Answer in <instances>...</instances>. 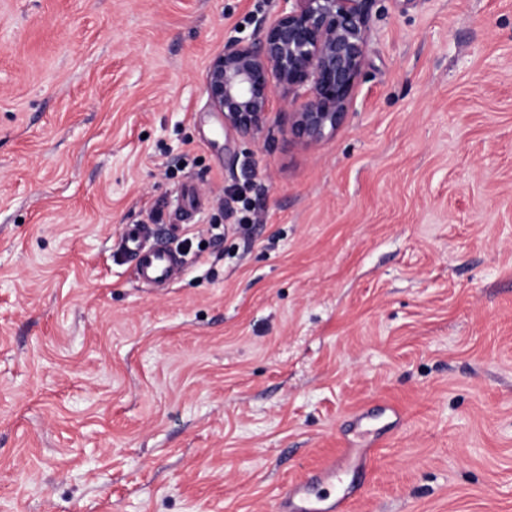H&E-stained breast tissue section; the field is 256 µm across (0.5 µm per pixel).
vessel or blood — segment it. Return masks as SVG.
<instances>
[{"mask_svg":"<svg viewBox=\"0 0 512 512\" xmlns=\"http://www.w3.org/2000/svg\"><path fill=\"white\" fill-rule=\"evenodd\" d=\"M147 237L145 225H125L122 233L123 251L133 258L142 284L169 287L180 276L184 261L171 247L149 245Z\"/></svg>","mask_w":512,"mask_h":512,"instance_id":"b4317fda","label":"vessel or blood"}]
</instances>
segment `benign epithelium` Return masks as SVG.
Returning a JSON list of instances; mask_svg holds the SVG:
<instances>
[{"label":"benign epithelium","mask_w":512,"mask_h":512,"mask_svg":"<svg viewBox=\"0 0 512 512\" xmlns=\"http://www.w3.org/2000/svg\"><path fill=\"white\" fill-rule=\"evenodd\" d=\"M375 0H282L276 17L256 20L254 35L231 39L213 57L206 92L224 129L260 131L279 105L287 132L314 145L336 131L366 63Z\"/></svg>","instance_id":"1"}]
</instances>
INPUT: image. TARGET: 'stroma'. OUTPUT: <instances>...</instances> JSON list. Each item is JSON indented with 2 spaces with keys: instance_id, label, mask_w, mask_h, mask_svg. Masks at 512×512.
<instances>
[{
  "instance_id": "obj_1",
  "label": "stroma",
  "mask_w": 512,
  "mask_h": 512,
  "mask_svg": "<svg viewBox=\"0 0 512 512\" xmlns=\"http://www.w3.org/2000/svg\"><path fill=\"white\" fill-rule=\"evenodd\" d=\"M279 6L0 0V512H512V0H376L310 146L206 93ZM143 224L124 225L123 251L135 261L140 282L146 286L166 288L182 273L184 260L171 247L147 243ZM353 464L354 461L352 460L351 449L349 448L340 459L327 463L315 477L320 482H329L336 486V480H339L341 472ZM294 498H296L300 504L294 508L295 511L290 512H333V510L340 508L344 501V496H342L337 501L335 499L327 509L317 508L304 496V487L297 486L289 491L284 500L283 508L286 509L285 512H288L289 501Z\"/></svg>"
}]
</instances>
